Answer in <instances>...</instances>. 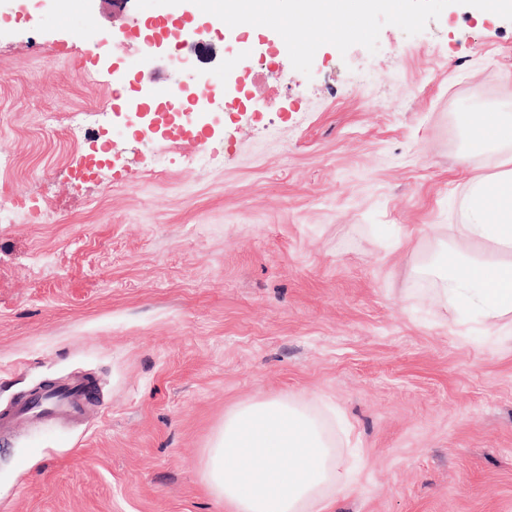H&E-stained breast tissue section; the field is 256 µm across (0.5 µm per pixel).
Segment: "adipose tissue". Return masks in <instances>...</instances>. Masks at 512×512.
I'll list each match as a JSON object with an SVG mask.
<instances>
[{
  "instance_id": "adipose-tissue-1",
  "label": "adipose tissue",
  "mask_w": 512,
  "mask_h": 512,
  "mask_svg": "<svg viewBox=\"0 0 512 512\" xmlns=\"http://www.w3.org/2000/svg\"><path fill=\"white\" fill-rule=\"evenodd\" d=\"M464 160L493 158L467 181L457 233L414 269L432 278L443 306L491 334L512 332V108L465 113ZM209 492L226 512H330L350 473L336 439L307 404L278 396L237 406L203 457Z\"/></svg>"
}]
</instances>
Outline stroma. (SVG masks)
<instances>
[{
  "label": "stroma",
  "instance_id": "obj_1",
  "mask_svg": "<svg viewBox=\"0 0 512 512\" xmlns=\"http://www.w3.org/2000/svg\"><path fill=\"white\" fill-rule=\"evenodd\" d=\"M0 0V410L46 382L96 391L78 424L0 433V512H224L202 456L224 415L312 403L358 462L335 512H512V334L435 305L414 266L457 223V119L512 105V21L446 7L311 75L210 29L177 70L140 56L190 0ZM116 41L93 52L101 35ZM236 58L227 69V58ZM225 83L218 124L133 128L163 86ZM90 113L80 137L47 115ZM110 158L76 177L88 153Z\"/></svg>",
  "mask_w": 512,
  "mask_h": 512
}]
</instances>
